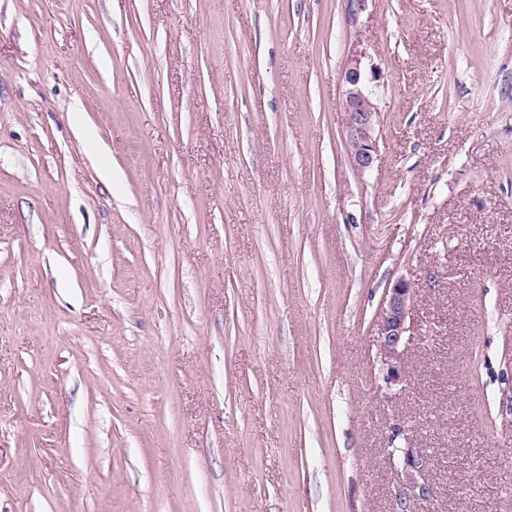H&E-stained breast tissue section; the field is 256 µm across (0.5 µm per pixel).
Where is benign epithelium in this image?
<instances>
[{
    "mask_svg": "<svg viewBox=\"0 0 512 512\" xmlns=\"http://www.w3.org/2000/svg\"><path fill=\"white\" fill-rule=\"evenodd\" d=\"M381 79L382 74L377 66L366 63L365 53L361 51H355L346 58L340 73L347 156L351 168L360 175L371 171L378 160L375 131L380 109L375 93ZM416 296L415 284L399 278L386 288L380 305L379 350L383 379L390 386L399 384L405 377L401 348L411 337L407 319ZM404 454L406 467L400 494L409 499L432 497L433 489L422 477L420 451L406 448Z\"/></svg>",
    "mask_w": 512,
    "mask_h": 512,
    "instance_id": "1",
    "label": "benign epithelium"
}]
</instances>
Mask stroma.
<instances>
[{
	"instance_id": "stroma-1",
	"label": "stroma",
	"mask_w": 512,
	"mask_h": 512,
	"mask_svg": "<svg viewBox=\"0 0 512 512\" xmlns=\"http://www.w3.org/2000/svg\"><path fill=\"white\" fill-rule=\"evenodd\" d=\"M392 443L512 512V0H0V512H397ZM362 51L350 54L341 69L343 129L348 161L359 175L371 171L377 160L375 131L380 109L375 96L382 74L376 65L367 64ZM417 296L415 284L398 278L388 288L378 314V336L383 379L388 385H397L404 380L405 365L401 348L410 340L411 328L407 319Z\"/></svg>"
}]
</instances>
